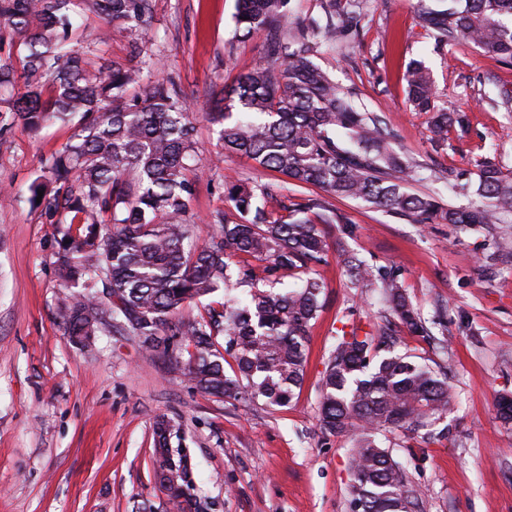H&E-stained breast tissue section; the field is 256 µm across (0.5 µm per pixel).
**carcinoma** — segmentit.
<instances>
[{
	"label": "carcinoma",
	"instance_id": "obj_1",
	"mask_svg": "<svg viewBox=\"0 0 512 512\" xmlns=\"http://www.w3.org/2000/svg\"><path fill=\"white\" fill-rule=\"evenodd\" d=\"M84 1L108 24L130 30L152 17V0H0V25L20 39L18 58L0 61V87L16 89L0 109V130L37 132L49 122L77 121L29 186L31 204H44L55 219V269L64 289L58 318L67 335L112 327L152 336L143 346L169 354L202 396L284 407L304 381L309 328L325 287L320 268L328 244L309 215L319 224L345 223L330 199H360L416 224L490 225L497 235L483 261L512 259V172L481 166L478 181L459 188L477 197L466 207L408 192L405 177L415 165L393 149L386 123L358 109L313 60L315 46L336 42L340 28L329 19L290 21L288 0H236L237 29L264 33L266 60L207 101L203 116L220 127L224 150L317 192L276 214L256 202L259 194L274 198L273 184L227 179L236 220L210 215L216 231L192 245L201 173L193 110L157 61H148L147 82L140 66L88 70L74 38ZM419 20L440 46L472 42L487 56L512 59V0H451L444 9H421ZM406 81L414 109L431 113L432 139L446 141L452 118L436 104L429 70L413 63ZM232 252L264 263L261 278L239 268L237 283L249 286L241 297L227 295ZM344 267L350 287L379 290L389 318L375 335L337 339L319 383L321 427L351 441L350 512H421L418 491L380 437L433 435L453 399L448 378L395 352L396 329L427 332L399 273L374 274L354 256ZM286 274L299 286L258 287ZM220 291L224 302L204 305L193 320L178 317L185 303ZM177 339L193 348L184 362L172 349ZM373 351L386 355L373 363ZM229 358L236 365L231 376L224 369ZM176 434L170 421L155 420L153 470L166 482L172 508L191 512L187 462L171 445Z\"/></svg>",
	"mask_w": 512,
	"mask_h": 512
}]
</instances>
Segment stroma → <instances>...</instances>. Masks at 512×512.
<instances>
[{"label": "stroma", "mask_w": 512, "mask_h": 512, "mask_svg": "<svg viewBox=\"0 0 512 512\" xmlns=\"http://www.w3.org/2000/svg\"><path fill=\"white\" fill-rule=\"evenodd\" d=\"M437 0H337L345 35L314 60L359 108L382 116L393 147L417 173L409 192L467 205L458 182L482 163L512 170V61L472 43L435 47L420 25ZM235 0H153L148 29L108 27L83 10L75 37L90 62L131 64L132 42L164 63L193 110L265 61V37L238 36ZM423 61L439 107L460 117L447 144L430 141L429 116L413 111L402 78ZM206 169L194 211H229L225 177L273 182L277 209L308 189L255 170L224 150L217 128L197 118ZM60 122L38 133L0 131V512H171L153 473V423L180 426L173 447L190 459L201 512H348L350 440L324 434L319 382L342 332L375 333L385 304L374 288L347 285L342 254L398 270L427 335L399 333L396 349L445 371L455 398L432 439L396 438L390 448L423 497L424 512H512V424L497 411L512 395V264L485 266L493 241L478 225L414 224L355 199L333 205L344 223L324 226L323 307L310 329L305 378L285 407L206 399L166 356L112 330L76 345L57 318L56 227L28 202L45 159L70 138Z\"/></svg>", "instance_id": "35a3bbf8"}]
</instances>
